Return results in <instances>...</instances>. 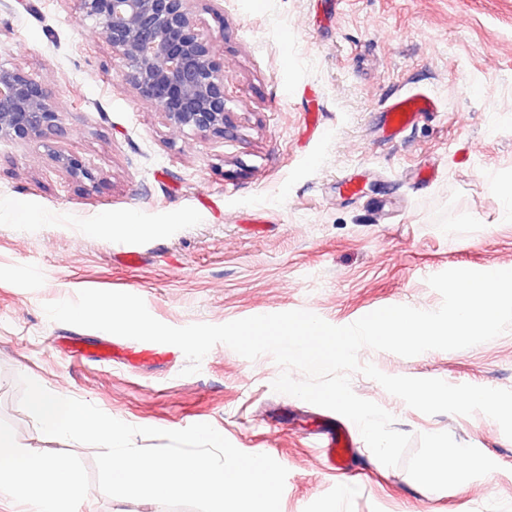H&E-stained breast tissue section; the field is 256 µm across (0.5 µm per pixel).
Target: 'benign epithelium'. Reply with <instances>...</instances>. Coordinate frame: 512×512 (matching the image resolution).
I'll return each mask as SVG.
<instances>
[{
  "label": "benign epithelium",
  "instance_id": "obj_1",
  "mask_svg": "<svg viewBox=\"0 0 512 512\" xmlns=\"http://www.w3.org/2000/svg\"><path fill=\"white\" fill-rule=\"evenodd\" d=\"M122 62V81L159 109L175 130L224 137V63L197 30L195 0H77ZM62 131L60 113L41 83L0 64V139L17 143ZM57 161L70 176L92 179L76 156Z\"/></svg>",
  "mask_w": 512,
  "mask_h": 512
}]
</instances>
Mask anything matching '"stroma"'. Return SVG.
Instances as JSON below:
<instances>
[{
  "label": "stroma",
  "instance_id": "obj_1",
  "mask_svg": "<svg viewBox=\"0 0 512 512\" xmlns=\"http://www.w3.org/2000/svg\"><path fill=\"white\" fill-rule=\"evenodd\" d=\"M198 30L224 60V137L173 131L119 78L122 68L75 0H0V64L42 82L63 130L0 141V419L33 452L46 441L20 404L19 375L134 426L211 424L288 470L281 512H512V439L484 414L426 415L359 373L352 389L396 430L446 431L497 470L431 491L383 465L351 420L275 392L270 355L215 345L201 370L171 344L131 367L69 356L67 339L103 331L54 322L47 302L84 289L138 295L174 327L304 309L345 326L382 307L437 309L427 277L512 270V223L492 178L512 172V0H196ZM440 101L397 137L388 99ZM92 172L73 179L56 161ZM355 178L351 195L342 176ZM38 213L19 224L14 204ZM109 219V234L93 227ZM146 230L131 238L129 221ZM388 375L512 389V330L470 348L414 357L362 348ZM349 428L346 472L321 443Z\"/></svg>",
  "mask_w": 512,
  "mask_h": 512
}]
</instances>
